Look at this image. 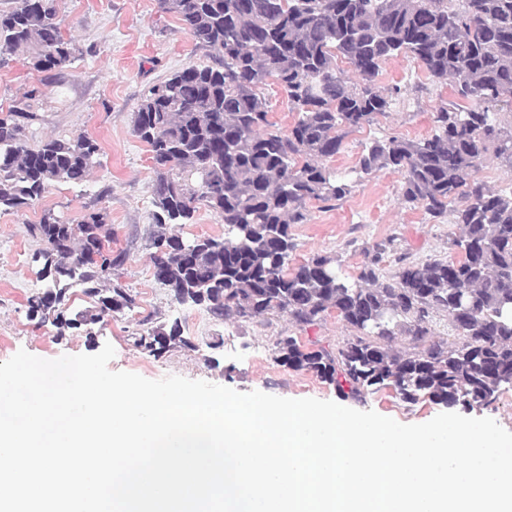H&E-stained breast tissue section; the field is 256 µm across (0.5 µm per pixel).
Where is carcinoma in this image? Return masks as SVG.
Segmentation results:
<instances>
[{"mask_svg": "<svg viewBox=\"0 0 512 512\" xmlns=\"http://www.w3.org/2000/svg\"><path fill=\"white\" fill-rule=\"evenodd\" d=\"M58 0H16L0 10V53H20L33 70H61L78 48L58 20ZM182 21L212 66H189L150 87L133 131L156 172L150 236L157 279L179 303L239 324L285 313L302 329L331 313L353 331L334 350L276 341V360L333 384L347 398L390 388L401 400L488 406L512 390V191L475 178L488 151L512 171V0H159ZM419 63L455 100L434 108L435 133L392 136L366 147L359 169L403 176V201L462 227L457 256L379 274L387 247L364 250L359 274L315 254L291 268L289 232L307 221L306 204L329 202L352 186L321 160L348 130L389 111L401 87L377 84L381 64L399 55ZM351 71L340 68L338 61ZM288 97L294 123L270 121L263 86ZM32 116L0 113V213L17 212L58 182L78 184L100 165L86 135L30 144ZM204 205L224 222V237L190 242L166 233L189 224ZM31 234L45 244L47 286L27 299L29 317L68 329L129 310L119 281L127 252L112 250V228L92 213L72 224L51 210ZM197 247L194 262L180 252ZM73 288L94 306L70 311ZM136 344L158 357L191 347L178 323L149 326Z\"/></svg>", "mask_w": 512, "mask_h": 512, "instance_id": "cac0c4a2", "label": "carcinoma"}]
</instances>
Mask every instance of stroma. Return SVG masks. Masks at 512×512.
Listing matches in <instances>:
<instances>
[{"label":"stroma","instance_id":"stroma-1","mask_svg":"<svg viewBox=\"0 0 512 512\" xmlns=\"http://www.w3.org/2000/svg\"><path fill=\"white\" fill-rule=\"evenodd\" d=\"M59 20L78 44L76 57L62 74L53 75L30 70L22 55H7L0 65V108L35 113L30 134L36 141L81 134L96 139L101 165L85 182L58 183L33 206L0 213V362L22 349L44 359L93 355L109 343L115 349L111 370L150 380L179 375L239 392L341 400L346 407L372 410L405 424L424 423L445 412V405L425 398L403 402L388 388L343 400L335 386L277 362L278 337H297L307 348H333L350 336L351 328L335 314L301 330L282 315L223 324L199 307L175 302L169 288L153 275L147 238L153 229L156 174L147 144L133 132V117L148 87L185 67L211 63L212 57L176 16L159 10L157 0H59ZM377 80L384 88L401 86L403 93L373 124L346 134L340 151L328 159L338 177L352 182V191L330 204L308 202L307 222L290 227L297 244L291 264L316 253L330 254L339 257L343 273L352 277L360 271L364 249L385 242L389 253L382 273L389 277L400 261L423 263L451 256L449 243L460 233L452 216L434 218L422 206L405 204L400 173L382 170L362 176L355 169L364 145L372 140L430 135L433 110L440 101L452 99V89L432 82L415 61L404 57L383 63ZM50 208L76 224L90 211L103 215L112 229L113 249L127 253L120 281L135 297L131 311L63 336L54 326L29 318L27 299L45 283L39 257L44 244L28 227ZM144 319L156 325L179 324L190 347L159 358L143 352L135 336Z\"/></svg>","mask_w":512,"mask_h":512}]
</instances>
